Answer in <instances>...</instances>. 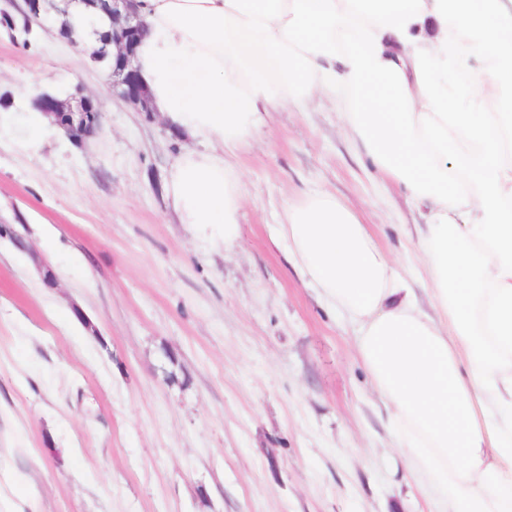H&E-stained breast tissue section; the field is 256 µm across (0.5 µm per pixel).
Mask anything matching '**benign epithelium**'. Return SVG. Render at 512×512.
Instances as JSON below:
<instances>
[{
  "instance_id": "7a95c632",
  "label": "benign epithelium",
  "mask_w": 512,
  "mask_h": 512,
  "mask_svg": "<svg viewBox=\"0 0 512 512\" xmlns=\"http://www.w3.org/2000/svg\"><path fill=\"white\" fill-rule=\"evenodd\" d=\"M134 3L135 0H25L24 31L30 32L32 23L53 11L60 17L57 22L59 36L68 45L79 48L81 43L74 36L71 5L82 4L87 9L104 14L110 20L111 29L100 32L93 27L87 33V37L93 40L90 44V59L109 71L112 92L134 111L150 117L154 112L151 97L134 64L137 45L145 25ZM33 104L39 112L63 128L77 146H83L101 128L103 113L100 100L80 88L64 100L43 92L34 98Z\"/></svg>"
}]
</instances>
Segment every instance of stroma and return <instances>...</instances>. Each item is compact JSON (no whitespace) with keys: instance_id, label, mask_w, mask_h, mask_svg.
Masks as SVG:
<instances>
[{"instance_id":"1","label":"stroma","mask_w":512,"mask_h":512,"mask_svg":"<svg viewBox=\"0 0 512 512\" xmlns=\"http://www.w3.org/2000/svg\"><path fill=\"white\" fill-rule=\"evenodd\" d=\"M100 76L51 22L0 26V113L41 137L0 136V512H428L352 326L276 242L284 203L325 191L412 268L406 188L335 103L281 108L237 158V245L202 249L163 191L197 141ZM79 87L104 115L81 148L32 105Z\"/></svg>"}]
</instances>
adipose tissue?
Here are the masks:
<instances>
[{"instance_id":"adipose-tissue-1","label":"adipose tissue","mask_w":512,"mask_h":512,"mask_svg":"<svg viewBox=\"0 0 512 512\" xmlns=\"http://www.w3.org/2000/svg\"><path fill=\"white\" fill-rule=\"evenodd\" d=\"M156 112L203 147L166 193L205 245H236L232 161L263 112L337 103L379 172L426 210L423 311L367 225L326 192L284 206L277 240L356 327L431 512H512V0H138ZM463 42L448 52V35Z\"/></svg>"}]
</instances>
